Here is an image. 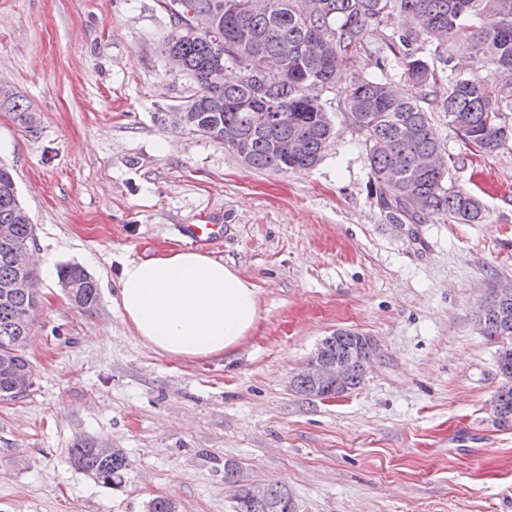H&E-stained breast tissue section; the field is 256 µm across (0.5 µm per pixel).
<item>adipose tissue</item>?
<instances>
[{"label": "adipose tissue", "mask_w": 512, "mask_h": 512, "mask_svg": "<svg viewBox=\"0 0 512 512\" xmlns=\"http://www.w3.org/2000/svg\"><path fill=\"white\" fill-rule=\"evenodd\" d=\"M116 285L124 321L146 346L173 358L231 352L259 315L254 284L198 249L124 261Z\"/></svg>", "instance_id": "obj_1"}]
</instances>
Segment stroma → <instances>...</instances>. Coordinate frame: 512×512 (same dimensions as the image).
<instances>
[{
    "instance_id": "1",
    "label": "stroma",
    "mask_w": 512,
    "mask_h": 512,
    "mask_svg": "<svg viewBox=\"0 0 512 512\" xmlns=\"http://www.w3.org/2000/svg\"><path fill=\"white\" fill-rule=\"evenodd\" d=\"M173 20L159 0H0V88L36 113L0 109V164L34 229L39 303L25 353L27 394L0 401V512H234L240 482L281 481L297 512H512V427L487 404L497 343L475 309L512 279V140L474 151L447 117L433 131L478 224H395L380 209L367 151L343 112L313 168L255 170L173 125L194 93L171 73ZM215 218L207 253L258 289L259 319L221 357L179 360L143 345L112 298L122 260L185 248L180 229ZM96 280L73 306L44 262ZM378 355L333 399L291 388L336 330ZM122 449L124 481L79 470V441Z\"/></svg>"
}]
</instances>
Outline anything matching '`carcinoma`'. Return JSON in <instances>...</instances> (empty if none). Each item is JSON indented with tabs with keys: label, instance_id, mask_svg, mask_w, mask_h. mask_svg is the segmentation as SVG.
<instances>
[{
	"label": "carcinoma",
	"instance_id": "cac0c4a2",
	"mask_svg": "<svg viewBox=\"0 0 512 512\" xmlns=\"http://www.w3.org/2000/svg\"><path fill=\"white\" fill-rule=\"evenodd\" d=\"M185 0H164L174 18L175 32L166 53L178 54L187 77L198 91L182 109L191 118L190 131L224 143V128L241 134L237 145L247 166L274 172L315 166L332 137L329 107L337 103L367 148L378 204L395 223H414L444 215L461 223L484 218L479 198L452 185L449 168L423 169L421 161L445 152L434 137L432 113L442 112L465 143L491 153L512 139L505 114L512 112V0H308L301 12L297 0H241L243 9L222 11L219 37L189 33L191 17ZM416 19V27L396 26L400 17ZM390 30L389 62L399 69V81L367 79L357 74L374 30ZM468 32L465 50L478 65L491 64L498 77L489 80L456 71L453 38ZM233 65L237 80L224 79ZM8 106L23 125H30L28 108L0 90V107ZM302 133L303 154L292 149ZM0 400L23 397L31 384L19 376L30 367L25 344L30 322L20 319L35 310L33 292L13 288L29 270L24 256L34 240L33 225L18 198L10 170L0 165ZM60 282L72 286L77 306L91 310L99 301L95 279L81 266L60 269ZM481 331L500 343L496 352L502 384L499 426H512V303L502 316L476 311ZM331 353L376 357L377 347L361 333L338 330L329 337ZM362 374L353 372L342 392L359 387ZM340 396L336 388H320ZM74 464L105 485H119L129 461L119 448L103 456L94 440L71 449ZM236 468L224 470L235 485L236 512H295L286 485L270 484L264 501L252 499L237 484Z\"/></svg>",
	"mask_w": 512,
	"mask_h": 512
}]
</instances>
